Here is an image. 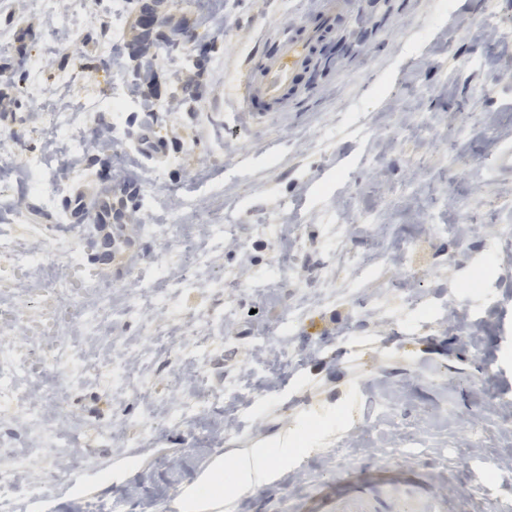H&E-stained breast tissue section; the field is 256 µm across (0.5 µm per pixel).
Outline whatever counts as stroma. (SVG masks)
<instances>
[{"label": "stroma", "mask_w": 512, "mask_h": 512, "mask_svg": "<svg viewBox=\"0 0 512 512\" xmlns=\"http://www.w3.org/2000/svg\"><path fill=\"white\" fill-rule=\"evenodd\" d=\"M379 0L357 53L301 83L302 103L260 122L238 107L247 56L273 53L271 29L309 26L312 0H178L171 23L197 42L157 53V78L135 80L128 10L112 35V0H67L73 25L43 0H0V68L44 64L48 93L0 79L19 105L0 113V223L23 212L41 228L26 246L52 261L79 225L56 236V210L26 186L46 112L73 113L84 136L121 126L106 152L112 182L136 189L129 246L107 265L69 269L75 287L112 294V318L85 340L92 361L124 364L126 388L95 377L62 398L71 452L42 442L27 409L0 417V459L38 447L12 491L14 512H85L120 498L126 512H177L221 479L226 512H316L320 487L368 475L404 448L400 488L445 499L447 512L512 503V0ZM208 62L197 68L199 45ZM80 84L60 91L62 72ZM199 88L182 103L185 80ZM124 112L91 109L105 87ZM48 185L57 201L101 188L64 149ZM345 236L337 250L329 224ZM177 227L161 241L143 225ZM224 234L211 238L207 225ZM199 245L196 287L172 295L176 254ZM482 287H473L475 278ZM227 287L214 295L213 283ZM434 305L419 317L415 302ZM303 316L283 333L291 309ZM267 449L272 482L240 483L230 462Z\"/></svg>", "instance_id": "obj_1"}]
</instances>
